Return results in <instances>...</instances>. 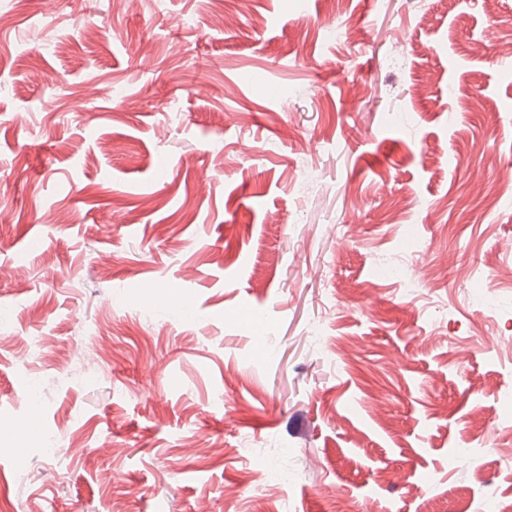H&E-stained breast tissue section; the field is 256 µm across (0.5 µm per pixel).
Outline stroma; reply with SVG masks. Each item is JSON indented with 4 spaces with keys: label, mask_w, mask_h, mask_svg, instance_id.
I'll use <instances>...</instances> for the list:
<instances>
[{
    "label": "stroma",
    "mask_w": 512,
    "mask_h": 512,
    "mask_svg": "<svg viewBox=\"0 0 512 512\" xmlns=\"http://www.w3.org/2000/svg\"><path fill=\"white\" fill-rule=\"evenodd\" d=\"M510 47L512 0H0V512L512 501Z\"/></svg>",
    "instance_id": "stroma-1"
}]
</instances>
